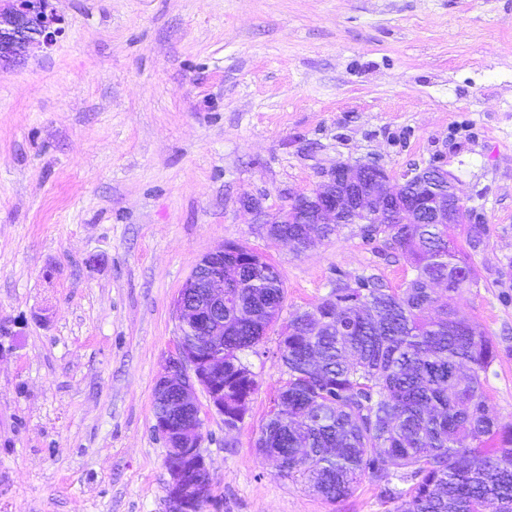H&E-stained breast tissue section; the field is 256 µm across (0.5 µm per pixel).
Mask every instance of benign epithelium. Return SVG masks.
Wrapping results in <instances>:
<instances>
[{
	"label": "benign epithelium",
	"instance_id": "obj_1",
	"mask_svg": "<svg viewBox=\"0 0 512 512\" xmlns=\"http://www.w3.org/2000/svg\"><path fill=\"white\" fill-rule=\"evenodd\" d=\"M63 18L53 0H3L0 3V70L12 65L27 49H47L62 33ZM428 179L426 194L413 206L426 212L424 224H481L470 206L459 213L453 178L433 163L414 168L403 182L378 163L339 162L320 187L282 207L274 224H341L371 201L388 216L407 202L409 185ZM180 328L198 326L197 335L178 337L176 349L163 360L155 395L169 414L155 416L154 430L167 443L166 465L171 480L168 495L172 512H188L198 498L195 472L207 468L201 453L204 420L197 393L206 394L210 408L224 415V249L202 256L179 289L173 304Z\"/></svg>",
	"mask_w": 512,
	"mask_h": 512
}]
</instances>
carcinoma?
Returning a JSON list of instances; mask_svg holds the SVG:
<instances>
[{"label":"carcinoma","instance_id":"obj_1","mask_svg":"<svg viewBox=\"0 0 512 512\" xmlns=\"http://www.w3.org/2000/svg\"><path fill=\"white\" fill-rule=\"evenodd\" d=\"M414 275L394 290L370 276L339 285L288 320L279 338L287 379L257 446L279 456L281 477L301 476L330 500L370 477L414 483L396 512H512V422L493 414L481 373L495 349L439 301L435 285L472 284L461 243L472 224H378ZM285 300L271 264L224 245V426L239 427L258 386L244 354L257 352Z\"/></svg>","mask_w":512,"mask_h":512}]
</instances>
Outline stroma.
Wrapping results in <instances>:
<instances>
[{"label": "stroma", "mask_w": 512, "mask_h": 512, "mask_svg": "<svg viewBox=\"0 0 512 512\" xmlns=\"http://www.w3.org/2000/svg\"><path fill=\"white\" fill-rule=\"evenodd\" d=\"M63 34L0 71V512H170L154 388L174 299L236 242L286 300L240 428L204 413L207 512H390L279 478L257 439L289 318L336 283L412 277L350 224L296 251L268 220L339 161L437 162L484 216L458 314L496 349L512 421V0H58Z\"/></svg>", "instance_id": "obj_1"}]
</instances>
